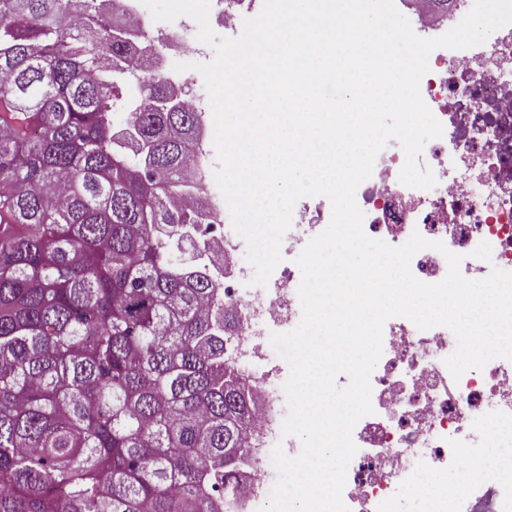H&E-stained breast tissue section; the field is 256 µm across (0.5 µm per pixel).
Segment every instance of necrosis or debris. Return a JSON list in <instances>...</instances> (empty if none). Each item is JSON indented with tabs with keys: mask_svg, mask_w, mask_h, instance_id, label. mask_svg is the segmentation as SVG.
I'll return each instance as SVG.
<instances>
[{
	"mask_svg": "<svg viewBox=\"0 0 512 512\" xmlns=\"http://www.w3.org/2000/svg\"><path fill=\"white\" fill-rule=\"evenodd\" d=\"M473 4L457 0L454 14L445 19L430 0H412L414 31L423 38L441 36ZM113 8L125 18L134 43L160 44L168 59L189 63V70L167 72L173 85L202 83L191 65L209 56L193 19L182 17L176 27L146 23L141 0H114ZM428 66L420 92L443 127L442 136L426 144L437 184L429 190L403 185L404 153L383 149L371 177L356 191L363 230L393 247L415 233L443 242L445 251L462 255L460 272L471 280L485 278L494 266L512 271V25L475 49H435ZM330 219L325 197L295 204L282 242L290 261L266 288L248 291V269L232 268L242 248L235 235L225 233L224 255L211 267L225 279V309L241 318V343L230 363L265 396L255 425L261 432L280 431L283 422V382L268 365L267 337L280 327H296L302 310L295 259ZM483 242L492 248L491 261L473 255ZM456 347L448 328L421 330L404 317L385 323L383 353L370 376L374 412L352 430L357 452L342 493L350 512H397L399 494L421 488L425 474L436 471L453 477L454 491L433 494L430 512H465L467 500L489 480L498 488L495 512H512V470L489 469L470 453L474 446L493 448L501 431L512 432V360H491L454 383L444 360Z\"/></svg>",
	"mask_w": 512,
	"mask_h": 512,
	"instance_id": "obj_1",
	"label": "necrosis or debris"
}]
</instances>
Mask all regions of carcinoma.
Instances as JSON below:
<instances>
[{
  "mask_svg": "<svg viewBox=\"0 0 512 512\" xmlns=\"http://www.w3.org/2000/svg\"><path fill=\"white\" fill-rule=\"evenodd\" d=\"M112 2L0 0V512H229L255 419L178 233L206 213L196 112L133 67Z\"/></svg>",
  "mask_w": 512,
  "mask_h": 512,
  "instance_id": "cac0c4a2",
  "label": "carcinoma"
}]
</instances>
